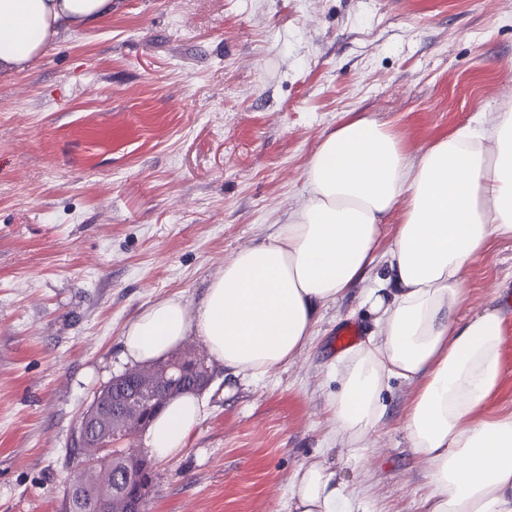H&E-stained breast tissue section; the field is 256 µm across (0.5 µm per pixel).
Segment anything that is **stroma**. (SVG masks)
Here are the masks:
<instances>
[{
    "label": "stroma",
    "mask_w": 512,
    "mask_h": 512,
    "mask_svg": "<svg viewBox=\"0 0 512 512\" xmlns=\"http://www.w3.org/2000/svg\"><path fill=\"white\" fill-rule=\"evenodd\" d=\"M512 108V0H113L26 70L0 73V512H59L73 435L129 368L122 335L157 299L196 303L224 262L286 223L322 136L366 116L411 154ZM466 313L512 318V240L463 274ZM319 310L299 359L214 367L209 414L153 463L145 512H289L297 469L333 462L365 512H420L395 380L359 456L330 445L343 323Z\"/></svg>",
    "instance_id": "obj_1"
}]
</instances>
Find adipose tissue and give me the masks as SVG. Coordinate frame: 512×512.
<instances>
[{"label":"adipose tissue","mask_w":512,"mask_h":512,"mask_svg":"<svg viewBox=\"0 0 512 512\" xmlns=\"http://www.w3.org/2000/svg\"><path fill=\"white\" fill-rule=\"evenodd\" d=\"M112 10V0H0V71L26 68L60 31ZM303 205L276 233L240 249L196 306L166 297L128 325L122 355L146 364L191 336L214 362L259 379L299 356L316 313L365 283L377 257L386 284L366 285L376 331L336 359L342 388L332 428L357 455L385 413L391 381H417L405 427L429 471L423 512H512V411L485 415L502 377L506 318L488 307L463 318L462 272L499 239H512V111L476 119L410 157L374 120H347L325 134L304 172ZM400 222L392 235L384 225ZM209 413L204 398H174L147 439L160 460L179 455ZM334 464L296 472L290 512H359Z\"/></svg>","instance_id":"1"}]
</instances>
